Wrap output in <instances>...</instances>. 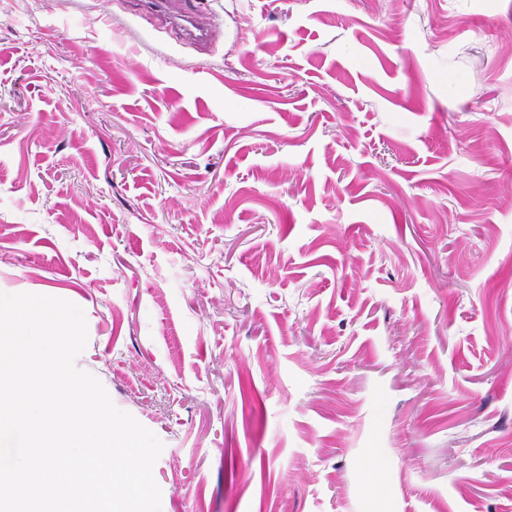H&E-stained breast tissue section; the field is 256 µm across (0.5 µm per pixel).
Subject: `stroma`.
Returning a JSON list of instances; mask_svg holds the SVG:
<instances>
[{
  "instance_id": "obj_1",
  "label": "stroma",
  "mask_w": 512,
  "mask_h": 512,
  "mask_svg": "<svg viewBox=\"0 0 512 512\" xmlns=\"http://www.w3.org/2000/svg\"><path fill=\"white\" fill-rule=\"evenodd\" d=\"M199 2L0 0V292L161 512H512V0ZM141 9L160 18L183 21L186 34L196 40H205L209 36L208 28L196 16L198 13L188 6L186 0H137Z\"/></svg>"
}]
</instances>
